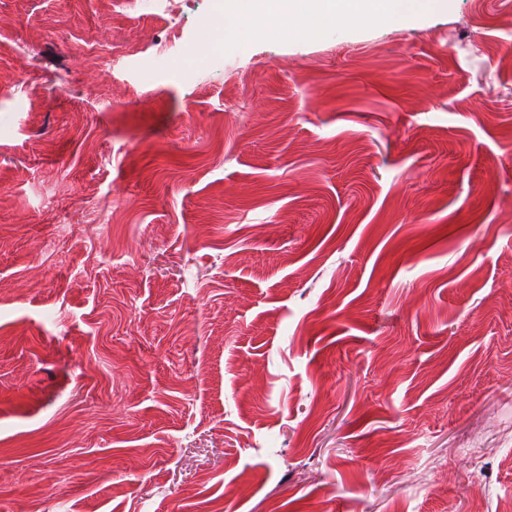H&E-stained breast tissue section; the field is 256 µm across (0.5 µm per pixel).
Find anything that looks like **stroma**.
<instances>
[{
    "label": "stroma",
    "mask_w": 512,
    "mask_h": 512,
    "mask_svg": "<svg viewBox=\"0 0 512 512\" xmlns=\"http://www.w3.org/2000/svg\"><path fill=\"white\" fill-rule=\"evenodd\" d=\"M212 2L0 0V512H499L512 0L184 77Z\"/></svg>",
    "instance_id": "obj_1"
}]
</instances>
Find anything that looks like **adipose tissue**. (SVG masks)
Listing matches in <instances>:
<instances>
[{
	"instance_id": "1",
	"label": "adipose tissue",
	"mask_w": 512,
	"mask_h": 512,
	"mask_svg": "<svg viewBox=\"0 0 512 512\" xmlns=\"http://www.w3.org/2000/svg\"><path fill=\"white\" fill-rule=\"evenodd\" d=\"M447 7L448 0H223L208 21L214 38L207 52L223 53L227 41L243 43L256 32L290 37L335 24L407 21Z\"/></svg>"
}]
</instances>
